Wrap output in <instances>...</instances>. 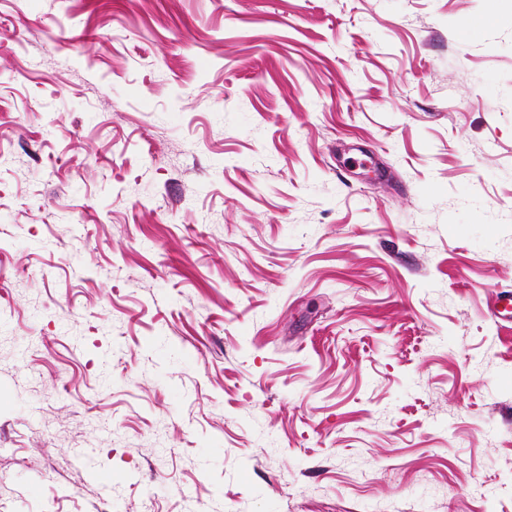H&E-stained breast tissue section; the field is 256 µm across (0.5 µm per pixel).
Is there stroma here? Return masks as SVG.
I'll return each mask as SVG.
<instances>
[{"mask_svg":"<svg viewBox=\"0 0 512 512\" xmlns=\"http://www.w3.org/2000/svg\"><path fill=\"white\" fill-rule=\"evenodd\" d=\"M507 290L512 0H0V512H512Z\"/></svg>","mask_w":512,"mask_h":512,"instance_id":"1","label":"stroma"}]
</instances>
